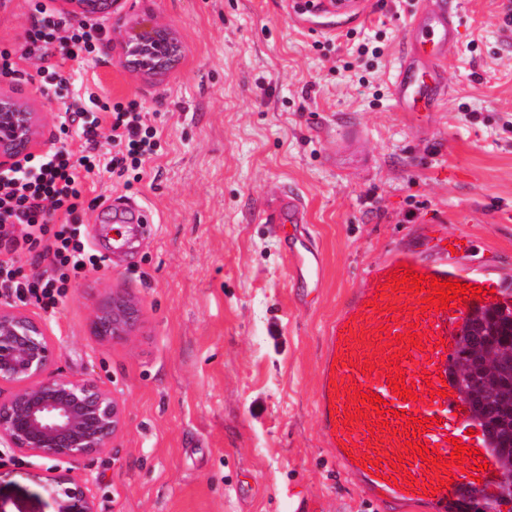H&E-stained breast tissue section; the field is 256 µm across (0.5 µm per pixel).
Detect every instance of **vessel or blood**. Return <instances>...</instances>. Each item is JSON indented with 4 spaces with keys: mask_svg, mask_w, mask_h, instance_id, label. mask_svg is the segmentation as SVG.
<instances>
[{
    "mask_svg": "<svg viewBox=\"0 0 512 512\" xmlns=\"http://www.w3.org/2000/svg\"><path fill=\"white\" fill-rule=\"evenodd\" d=\"M378 6L377 0H303L311 14H325L344 20L361 18ZM462 6L457 0H423V6L406 25L405 42L395 60L390 83L394 107L403 115L420 118L437 111L449 94L443 61L457 45ZM268 224H302L305 207L298 193L283 190L264 209ZM302 278L317 276L318 256L313 251L289 252ZM415 272L436 277L441 282L470 284L479 288L476 298H465L456 307L423 311L419 299L409 292L382 295L383 285L394 276ZM512 300V292L493 289L482 273L452 268L446 254L428 255L406 245L395 249L384 260L370 266L359 288L344 301L328 330L319 366L316 418L324 445L333 452L337 465L350 483L379 504H392L398 512L425 507L429 512H463L469 490L492 488L496 465L479 469V452L485 451L482 431L472 430L470 408L452 378L451 360L457 336L467 316L477 308ZM414 330L420 346L393 357L391 344L400 334ZM374 362L366 370L365 362ZM403 372L411 385L413 399L396 395L389 381ZM379 395L388 404L383 414L373 413L370 402H361L363 418L347 421L351 406L350 390ZM410 417L431 418L433 425L424 432L406 426ZM385 430H377V423ZM435 450L443 461H450L455 445L469 449L464 468H452V481L441 487L430 462L405 450V442ZM375 460L372 471H365L364 459ZM437 493H430V486Z\"/></svg>",
    "mask_w": 512,
    "mask_h": 512,
    "instance_id": "b4317fda",
    "label": "vessel or blood"
}]
</instances>
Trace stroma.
Returning a JSON list of instances; mask_svg holds the SVG:
<instances>
[{"instance_id": "obj_1", "label": "stroma", "mask_w": 512, "mask_h": 512, "mask_svg": "<svg viewBox=\"0 0 512 512\" xmlns=\"http://www.w3.org/2000/svg\"><path fill=\"white\" fill-rule=\"evenodd\" d=\"M459 46L443 63L451 94L426 132L396 112L389 81L419 0H386L336 32L291 0H124L101 16L103 61H66L75 91L137 100L160 135L139 177L88 181L82 232L105 262L44 316L55 366L109 388L125 407L111 448L74 465L98 512H378L323 447L315 389L327 325L368 265L411 244L449 263L512 276V30L502 0H463ZM31 0L0 6V49L19 51ZM161 22L182 57L142 76L120 62L125 27ZM382 56L356 60L359 43ZM0 94L42 115L38 151L59 140L68 100L42 88L35 62ZM368 86H360L359 77ZM360 129L358 144L344 129ZM300 192L320 276L300 284L283 234L257 214L282 187ZM134 203L152 218L112 247V217ZM120 293L139 317L130 338L92 329ZM53 461L0 447V512H54Z\"/></svg>"}]
</instances>
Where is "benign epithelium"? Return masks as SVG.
<instances>
[{
  "label": "benign epithelium",
  "mask_w": 512,
  "mask_h": 512,
  "mask_svg": "<svg viewBox=\"0 0 512 512\" xmlns=\"http://www.w3.org/2000/svg\"><path fill=\"white\" fill-rule=\"evenodd\" d=\"M68 14L89 17L118 8L121 0H62ZM121 63L153 75L174 67L181 45L166 26L133 28L121 44ZM39 113L0 96V169L14 166L38 143ZM137 318L135 302L114 295L96 306L93 330L124 341ZM54 346L46 324L12 305L0 304V445L26 456L75 464L112 447L124 408L96 382L53 370ZM55 512H97L88 481L69 472L52 476Z\"/></svg>",
  "instance_id": "obj_1"
}]
</instances>
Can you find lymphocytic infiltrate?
<instances>
[{
  "label": "lymphocytic infiltrate",
  "mask_w": 512,
  "mask_h": 512,
  "mask_svg": "<svg viewBox=\"0 0 512 512\" xmlns=\"http://www.w3.org/2000/svg\"><path fill=\"white\" fill-rule=\"evenodd\" d=\"M103 33L101 25L37 0L20 59L37 61L43 85L60 93L72 83L65 61L99 54ZM105 127L114 151L104 160L97 145ZM60 131L75 133L80 153L55 148L0 171V244L5 247L0 298L32 300L51 312L66 297L72 279L103 263L82 238L86 177L101 167L120 176L138 170L158 147L156 129L146 124L134 100L108 106L93 94L75 98L61 117Z\"/></svg>",
  "instance_id": "f902f5d3"
}]
</instances>
